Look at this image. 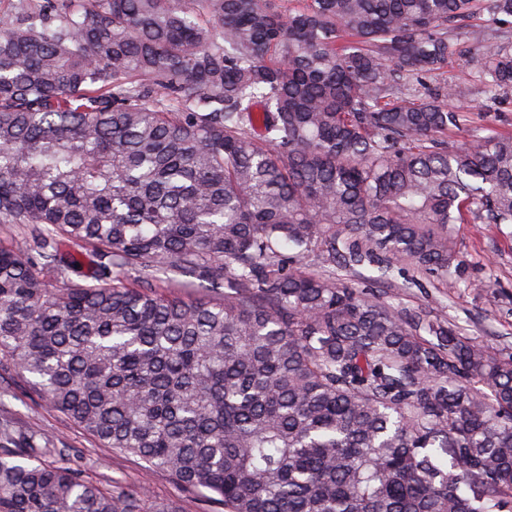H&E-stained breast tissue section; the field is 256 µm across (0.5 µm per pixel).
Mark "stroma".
I'll return each mask as SVG.
<instances>
[{
	"label": "stroma",
	"instance_id": "obj_1",
	"mask_svg": "<svg viewBox=\"0 0 512 512\" xmlns=\"http://www.w3.org/2000/svg\"><path fill=\"white\" fill-rule=\"evenodd\" d=\"M429 82L453 85L455 105L470 112L479 111L485 100L474 72L455 61L432 75ZM455 242L466 264V279L444 283L407 269L404 282L393 283L388 292L395 305L410 312L433 309L460 335L500 355L512 356V224H459ZM0 388L13 393L7 410L14 417L62 437L87 479L108 489L138 488L146 499L173 501L181 512H212L205 493L185 492L167 474L147 470L137 457L100 446L67 415L40 400L25 378L1 358Z\"/></svg>",
	"mask_w": 512,
	"mask_h": 512
}]
</instances>
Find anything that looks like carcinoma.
Wrapping results in <instances>:
<instances>
[{
    "mask_svg": "<svg viewBox=\"0 0 512 512\" xmlns=\"http://www.w3.org/2000/svg\"><path fill=\"white\" fill-rule=\"evenodd\" d=\"M464 43L491 112L512 0L0 8V356L224 512H512V356L304 266L461 279L512 224V134L448 148L425 81ZM63 456L0 413V512H176Z\"/></svg>",
    "mask_w": 512,
    "mask_h": 512,
    "instance_id": "cac0c4a2",
    "label": "carcinoma"
}]
</instances>
